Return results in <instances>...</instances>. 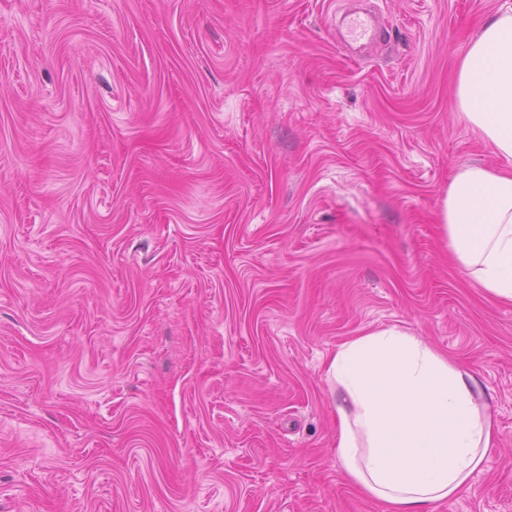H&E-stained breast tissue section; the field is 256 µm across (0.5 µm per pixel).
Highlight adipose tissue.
I'll return each mask as SVG.
<instances>
[{"label": "adipose tissue", "mask_w": 512, "mask_h": 512, "mask_svg": "<svg viewBox=\"0 0 512 512\" xmlns=\"http://www.w3.org/2000/svg\"><path fill=\"white\" fill-rule=\"evenodd\" d=\"M460 118L507 161L460 166L442 202V226L464 277L512 304V7L487 19L455 87ZM337 454L349 478L386 512H432L470 488L497 431L479 379L396 327L340 344Z\"/></svg>", "instance_id": "1"}]
</instances>
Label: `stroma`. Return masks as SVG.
<instances>
[{"label":"stroma","mask_w":512,"mask_h":512,"mask_svg":"<svg viewBox=\"0 0 512 512\" xmlns=\"http://www.w3.org/2000/svg\"><path fill=\"white\" fill-rule=\"evenodd\" d=\"M505 2L0 0V512H382L327 364L391 326L497 430L434 512H512V304L441 230ZM348 37L354 42L372 44L376 38L375 25L368 18L355 17L348 26Z\"/></svg>","instance_id":"35a3bbf8"}]
</instances>
